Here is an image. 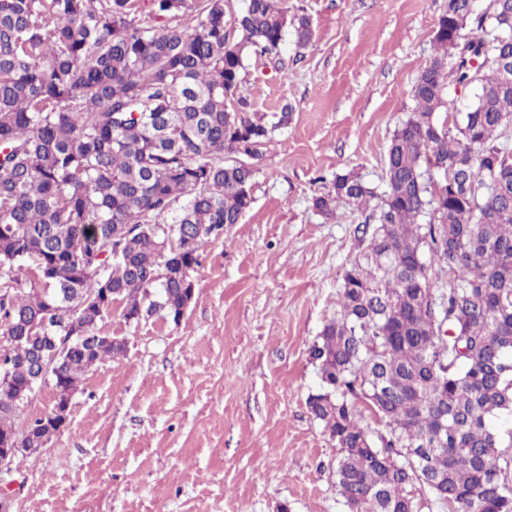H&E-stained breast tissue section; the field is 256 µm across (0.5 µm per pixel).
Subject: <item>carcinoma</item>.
Instances as JSON below:
<instances>
[{"label": "carcinoma", "instance_id": "carcinoma-1", "mask_svg": "<svg viewBox=\"0 0 512 512\" xmlns=\"http://www.w3.org/2000/svg\"><path fill=\"white\" fill-rule=\"evenodd\" d=\"M287 2L242 0L226 34L228 0H0V335L23 337L0 349V431L17 443L49 420L16 392L54 343L80 336L49 373L77 385L124 352L99 333L112 306L178 313L204 246L251 208L288 113L252 110L242 73L290 32L311 43ZM471 38L478 67L458 63ZM432 45L385 190L338 174L312 201L370 234L310 347L307 406L350 512H418V485L444 512H512V433L492 424L512 414V0H448ZM450 83L477 88L466 111H449Z\"/></svg>", "mask_w": 512, "mask_h": 512}]
</instances>
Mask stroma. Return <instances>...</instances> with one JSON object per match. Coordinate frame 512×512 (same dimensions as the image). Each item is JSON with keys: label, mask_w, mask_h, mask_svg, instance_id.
<instances>
[{"label": "stroma", "mask_w": 512, "mask_h": 512, "mask_svg": "<svg viewBox=\"0 0 512 512\" xmlns=\"http://www.w3.org/2000/svg\"><path fill=\"white\" fill-rule=\"evenodd\" d=\"M288 3L312 46L290 36L245 61L253 109L289 112L251 208L205 248L180 321L129 323L113 306L99 329L125 352L86 373L48 448L14 462L17 512H348L339 449L307 407L320 383L309 349L368 239L360 214L327 219L312 198L347 173L382 191L447 0Z\"/></svg>", "instance_id": "obj_1"}]
</instances>
